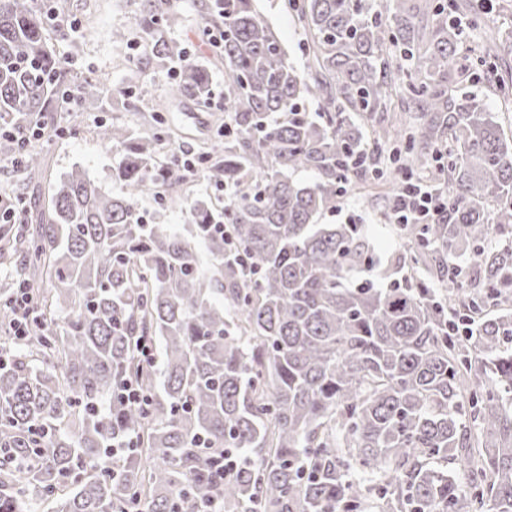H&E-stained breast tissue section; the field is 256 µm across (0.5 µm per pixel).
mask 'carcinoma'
<instances>
[{
	"instance_id": "1",
	"label": "carcinoma",
	"mask_w": 512,
	"mask_h": 512,
	"mask_svg": "<svg viewBox=\"0 0 512 512\" xmlns=\"http://www.w3.org/2000/svg\"><path fill=\"white\" fill-rule=\"evenodd\" d=\"M255 0H208L224 34V160L203 176L234 189L222 220L197 200L179 233L148 224L138 198L183 180L157 161L158 136L114 126L124 149L109 194L79 168L51 215L9 245L14 283L34 292L31 331L0 346V512H512V141L476 98L449 92L512 54L487 35L461 54L458 0H288L309 34L289 62ZM33 0H0V120L47 112L67 74ZM155 57L168 13L144 0ZM171 97L205 101L213 78L185 63ZM410 113L374 130L403 145L401 169L445 175L444 215L402 229L427 277L360 273L373 238L321 224L367 162L349 114ZM321 109L314 116L307 103ZM312 170L302 182L295 173ZM206 244L200 262L195 243ZM472 255L489 295L467 294L448 262ZM160 341L161 364L141 354ZM136 383L146 403H123ZM239 455L218 475V458ZM473 475L461 487L449 465Z\"/></svg>"
}]
</instances>
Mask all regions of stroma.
I'll return each instance as SVG.
<instances>
[{
  "label": "stroma",
  "instance_id": "1",
  "mask_svg": "<svg viewBox=\"0 0 512 512\" xmlns=\"http://www.w3.org/2000/svg\"><path fill=\"white\" fill-rule=\"evenodd\" d=\"M63 22L49 26L50 41L73 83L97 79L104 85L102 103L54 108L39 116L41 134L31 146L42 156L41 172L28 177L22 167L0 164V198L23 197L25 211L17 223L0 226V233L29 234L36 223L37 204H48L51 190L64 174L81 168L108 191L119 192L110 173L121 160L120 149L104 144L99 131L109 125L135 126L137 113L148 111L154 100L168 97L177 80L178 63L158 65L152 38L140 22L141 0H60ZM202 0H171L168 38L177 43L190 62L209 66L214 96L200 105L186 99L174 100L156 127L161 136V154L174 160L181 153L198 155L222 140L229 117L224 110V59L212 48L202 31ZM257 9L271 25L294 65H302L301 48L307 40L303 28L284 0H257ZM512 85V57L463 89L476 96L488 111L496 113L507 138H512V105L494 94L499 83ZM377 175L364 176L349 186L335 210L325 212L324 224H361L375 238L379 260L388 254H407L408 248L387 210V195L395 185L396 172L388 168L386 155L374 160ZM178 203L159 204L150 196L140 198L138 209L150 224H168L183 229L192 221V204L208 199L215 209L224 206V192L200 176H191L169 188Z\"/></svg>",
  "mask_w": 512,
  "mask_h": 512
}]
</instances>
